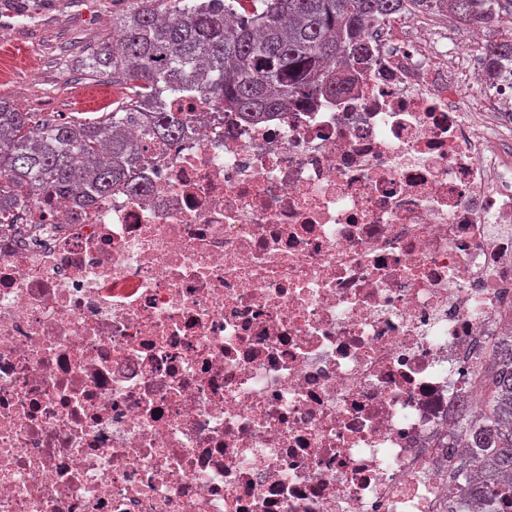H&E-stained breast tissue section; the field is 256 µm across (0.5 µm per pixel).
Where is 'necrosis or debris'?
<instances>
[{"label": "necrosis or debris", "instance_id": "obj_1", "mask_svg": "<svg viewBox=\"0 0 512 512\" xmlns=\"http://www.w3.org/2000/svg\"><path fill=\"white\" fill-rule=\"evenodd\" d=\"M408 12L0 226V512H490L444 441L512 320V62Z\"/></svg>", "mask_w": 512, "mask_h": 512}]
</instances>
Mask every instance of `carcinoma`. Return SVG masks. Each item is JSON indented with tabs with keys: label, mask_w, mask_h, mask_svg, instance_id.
I'll use <instances>...</instances> for the list:
<instances>
[{
	"label": "carcinoma",
	"mask_w": 512,
	"mask_h": 512,
	"mask_svg": "<svg viewBox=\"0 0 512 512\" xmlns=\"http://www.w3.org/2000/svg\"><path fill=\"white\" fill-rule=\"evenodd\" d=\"M173 2L169 11L162 4ZM425 0H133L117 18L118 35L88 50L84 67L128 93L110 112L71 121L26 112L0 98V224L36 193L87 197L125 182L146 147L180 136L189 112H168L165 97L196 90L215 106L258 122L288 111L297 97L334 96L350 84L351 63L367 58L365 33ZM501 0H446L462 30L483 29L486 67L512 59V12ZM140 138L130 135V128ZM480 380L477 411L459 407L471 451L451 455L463 497L498 500L512 512V336L494 343Z\"/></svg>",
	"instance_id": "1"
}]
</instances>
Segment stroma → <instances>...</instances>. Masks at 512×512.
Returning <instances> with one entry per match:
<instances>
[{
    "instance_id": "1",
    "label": "stroma",
    "mask_w": 512,
    "mask_h": 512,
    "mask_svg": "<svg viewBox=\"0 0 512 512\" xmlns=\"http://www.w3.org/2000/svg\"><path fill=\"white\" fill-rule=\"evenodd\" d=\"M131 0H0L14 8L12 27L0 29V97L28 112L92 117L111 111L120 94L90 78L89 47L112 37V17Z\"/></svg>"
}]
</instances>
